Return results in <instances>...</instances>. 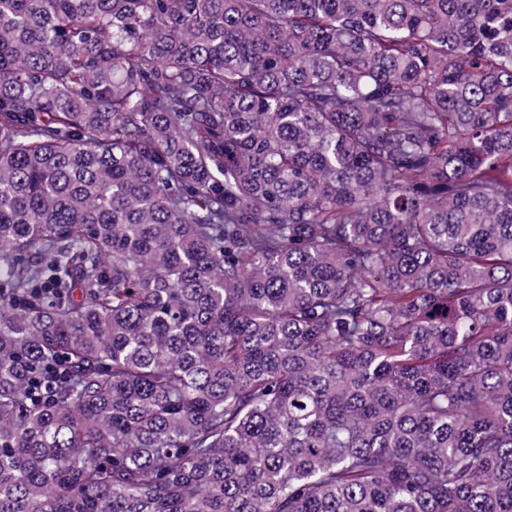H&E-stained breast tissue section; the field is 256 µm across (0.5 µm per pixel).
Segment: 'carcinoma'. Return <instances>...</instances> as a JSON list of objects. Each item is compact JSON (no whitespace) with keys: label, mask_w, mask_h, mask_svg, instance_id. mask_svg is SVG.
<instances>
[{"label":"carcinoma","mask_w":512,"mask_h":512,"mask_svg":"<svg viewBox=\"0 0 512 512\" xmlns=\"http://www.w3.org/2000/svg\"><path fill=\"white\" fill-rule=\"evenodd\" d=\"M0 512H512V0H0Z\"/></svg>","instance_id":"1"}]
</instances>
